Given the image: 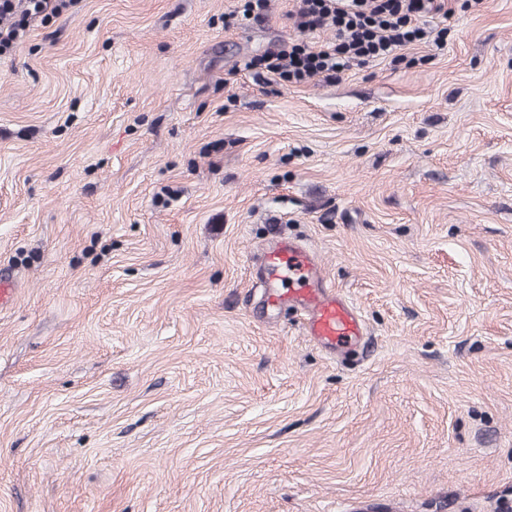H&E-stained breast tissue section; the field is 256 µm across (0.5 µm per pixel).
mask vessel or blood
<instances>
[{
    "mask_svg": "<svg viewBox=\"0 0 512 512\" xmlns=\"http://www.w3.org/2000/svg\"><path fill=\"white\" fill-rule=\"evenodd\" d=\"M262 280L270 310L300 311L303 327L321 347L337 353L353 347L365 332L359 310L322 275L316 256L291 240L267 247L261 256Z\"/></svg>",
    "mask_w": 512,
    "mask_h": 512,
    "instance_id": "1",
    "label": "vessel or blood"
}]
</instances>
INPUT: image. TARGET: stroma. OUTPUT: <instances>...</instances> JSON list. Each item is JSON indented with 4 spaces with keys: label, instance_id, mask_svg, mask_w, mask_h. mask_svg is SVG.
<instances>
[{
    "label": "stroma",
    "instance_id": "35a3bbf8",
    "mask_svg": "<svg viewBox=\"0 0 512 512\" xmlns=\"http://www.w3.org/2000/svg\"><path fill=\"white\" fill-rule=\"evenodd\" d=\"M462 3L333 84L243 69L333 40L293 0H74L0 55V512H512V0ZM280 238L343 356L268 310ZM243 2L240 7L233 13L229 14L224 18L225 27H231L235 25L236 20L239 21L240 15L241 21L252 20L255 23H261L266 19V12L268 9V0H240ZM262 279L271 311L296 309L304 332L330 353L353 347L364 336L359 310L322 275L316 256L291 240L267 247L261 256Z\"/></svg>",
    "mask_w": 512,
    "mask_h": 512
}]
</instances>
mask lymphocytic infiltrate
<instances>
[{"instance_id": "f902f5d3", "label": "lymphocytic infiltrate", "mask_w": 512, "mask_h": 512, "mask_svg": "<svg viewBox=\"0 0 512 512\" xmlns=\"http://www.w3.org/2000/svg\"><path fill=\"white\" fill-rule=\"evenodd\" d=\"M68 0H0V53L13 49L31 23L58 15ZM444 0H295L289 16L300 32L333 28L334 41L312 46L304 41L252 57L245 70L263 69L276 83L310 80L333 83L352 64L398 58L425 40L442 45L443 32L422 20L443 11Z\"/></svg>"}]
</instances>
